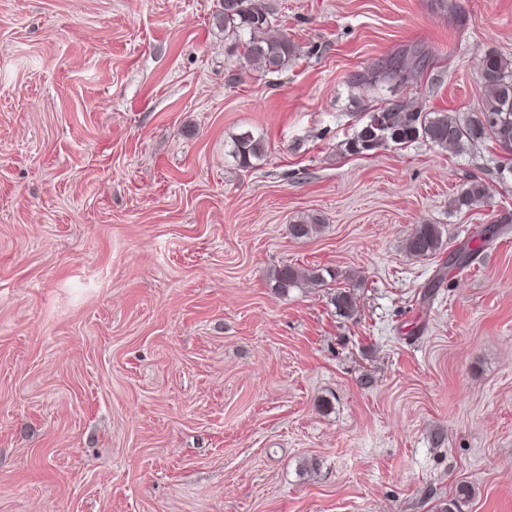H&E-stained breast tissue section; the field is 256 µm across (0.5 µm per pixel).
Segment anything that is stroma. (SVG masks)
<instances>
[{"instance_id":"obj_1","label":"stroma","mask_w":512,"mask_h":512,"mask_svg":"<svg viewBox=\"0 0 512 512\" xmlns=\"http://www.w3.org/2000/svg\"><path fill=\"white\" fill-rule=\"evenodd\" d=\"M219 4L0 0V512H512V156L342 150L394 100L479 108L512 0H267L297 47L268 75ZM283 264L331 276L283 295ZM232 153L242 168H253L254 161L259 160L264 155L265 146L261 140L245 133L235 139ZM488 194V188L484 183L470 179L459 192L452 197L449 206L456 211L469 209L474 203L484 199ZM443 248V231L439 224H417L405 242L408 253L417 258L436 255ZM476 235L478 240V246L475 248H471L470 244L472 239L467 243H464L454 249L451 253L448 254V268H454L462 270L467 267L468 263L471 261L472 255L474 252L478 251L480 248H483L487 245L493 237L494 231H490L489 229H483L480 232H477Z\"/></svg>"}]
</instances>
